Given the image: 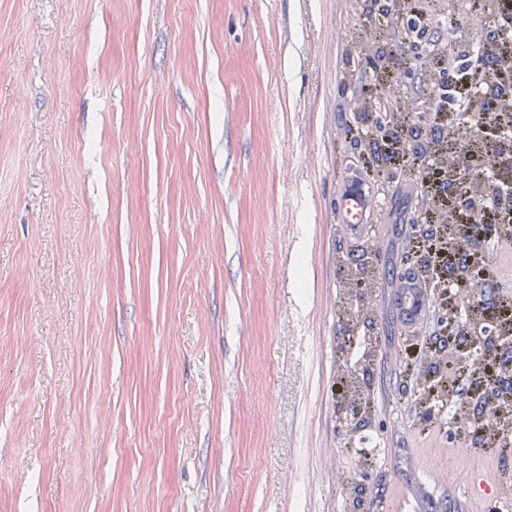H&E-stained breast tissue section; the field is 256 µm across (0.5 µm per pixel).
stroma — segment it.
Segmentation results:
<instances>
[{
	"mask_svg": "<svg viewBox=\"0 0 512 512\" xmlns=\"http://www.w3.org/2000/svg\"><path fill=\"white\" fill-rule=\"evenodd\" d=\"M361 17L340 0H0V512L471 506L396 357L410 200L380 195L373 463L339 431L340 134Z\"/></svg>",
	"mask_w": 512,
	"mask_h": 512,
	"instance_id": "stroma-1",
	"label": "stroma"
}]
</instances>
